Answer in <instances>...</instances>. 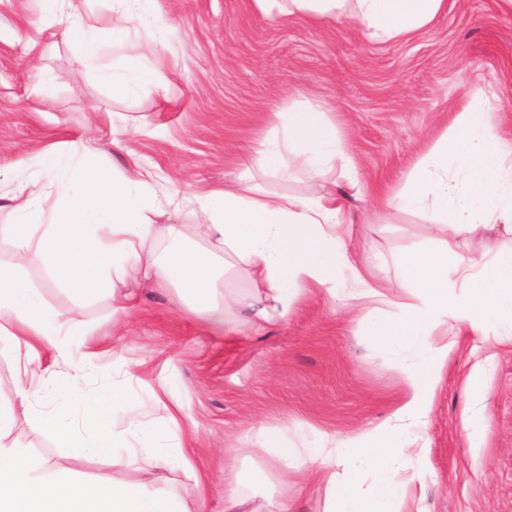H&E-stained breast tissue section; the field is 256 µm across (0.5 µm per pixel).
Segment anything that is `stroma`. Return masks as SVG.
I'll return each instance as SVG.
<instances>
[{
    "label": "stroma",
    "mask_w": 512,
    "mask_h": 512,
    "mask_svg": "<svg viewBox=\"0 0 512 512\" xmlns=\"http://www.w3.org/2000/svg\"><path fill=\"white\" fill-rule=\"evenodd\" d=\"M155 9L163 25L141 43L169 93L149 86L116 97L70 41L26 51L45 20L40 0H0L1 191L29 177L38 155L87 141L104 170L135 163L155 174L157 191L171 198L162 224L198 223L197 193L237 176L253 175L277 193L332 192L342 171L283 180L256 164L254 148L271 130L270 113L309 100L335 121L367 192L346 202L363 218L348 227L353 250L388 258L451 236L458 253L476 256L503 240L498 226L471 239L398 209L378 220L367 212L401 187L475 93L490 99L496 133L512 144V8L505 0H445L428 28L387 43L368 41L345 20L265 15L251 0H157ZM44 75L53 86L48 99L38 89ZM116 116L127 128L118 138ZM115 288L132 295L122 335L112 333L110 293L84 312L99 328L96 381L123 386L155 417L165 411L152 393L171 383V400L189 416L181 430L199 440L192 461L215 481L209 512H223L225 465L246 492L271 496L280 488L285 472L263 452L259 427L287 428L292 448L309 447L319 435L337 448L365 426L389 423L404 391L402 373L377 348L362 311L347 302L351 279L335 298L304 297L284 321L257 326L249 309H236V336L210 332L176 289L130 280ZM478 365L485 375L473 397L467 379ZM469 402L480 413L474 441L463 424ZM14 436L83 482L141 478L133 467L57 447L25 419ZM424 436L427 454L411 466L423 512H512V336L500 329L456 336Z\"/></svg>",
    "instance_id": "35a3bbf8"
}]
</instances>
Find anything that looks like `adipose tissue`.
Wrapping results in <instances>:
<instances>
[{"mask_svg": "<svg viewBox=\"0 0 512 512\" xmlns=\"http://www.w3.org/2000/svg\"><path fill=\"white\" fill-rule=\"evenodd\" d=\"M112 22L83 25L62 0H43L46 40L77 37L83 62L93 63L100 46L123 53V64L98 70L97 77L118 97L156 84L157 73L140 52L139 28L155 0H111ZM261 12H296L312 18L356 23L372 41L397 42L426 28L444 0H254ZM488 98L472 95L449 135L424 152L389 206L424 214L455 234L481 237L491 224L512 232V166L494 134ZM272 133L255 148L264 174L288 177L290 165L318 176L335 168L352 171L339 132L317 105H289L272 115ZM38 172L7 195L11 220L0 224V241L9 242L15 261L0 266V344L14 355L16 405L0 406V512H206L210 482L194 467L188 447L176 433L187 414L180 403L165 404L168 385L154 392L163 417L128 401L120 387L106 389L94 379V330L80 316L84 302L114 280L140 277L165 288L178 284L201 305L208 329L233 332L235 320L211 303L216 282L231 268L243 267L263 287L246 297L256 324L287 319L305 294L335 296L336 282L350 275L358 288L349 299L363 305L380 348L398 363L405 392L390 426L363 429L340 448L302 451L277 437L266 453L279 464L303 472L316 469L324 491V512H413L414 476L408 468L423 452L431 399L448 361L452 335L467 328L485 331L512 326V245L492 254L466 258L450 243L394 258L396 281L410 294L391 306L370 279L367 266L349 249L347 218L340 198L283 195L244 179L210 189L199 198L207 217L197 225L204 251L155 255L158 237L179 241V224L157 226L165 204L150 172L130 167L110 177L94 160L88 143L71 144L63 154L39 156ZM56 201L44 207L43 195ZM37 253L49 278L72 299L71 317L50 307L42 289L25 273ZM456 281H449V273ZM64 370H57V363ZM35 421L64 447L88 456L121 449L122 463L143 474L138 483L101 479L82 483L27 454L13 436L18 417ZM190 473L194 501L156 487L162 469Z\"/></svg>", "mask_w": 512, "mask_h": 512, "instance_id": "obj_1", "label": "adipose tissue"}]
</instances>
